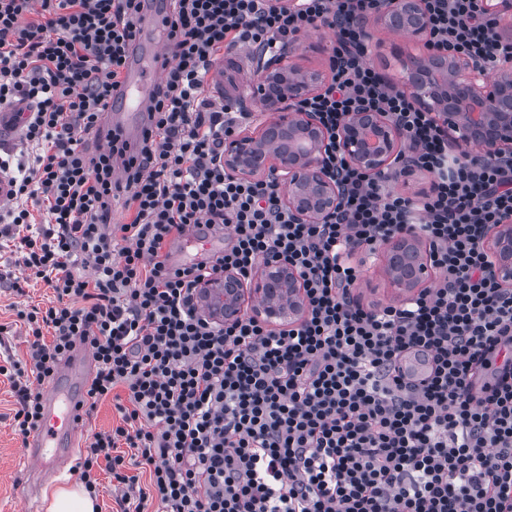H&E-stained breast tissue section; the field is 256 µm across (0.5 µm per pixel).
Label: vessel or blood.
Returning <instances> with one entry per match:
<instances>
[{
  "label": "vessel or blood",
  "instance_id": "vessel-or-blood-1",
  "mask_svg": "<svg viewBox=\"0 0 512 512\" xmlns=\"http://www.w3.org/2000/svg\"><path fill=\"white\" fill-rule=\"evenodd\" d=\"M167 44L165 12L142 13L130 41L122 85L104 113L106 125L127 141L138 140L145 127L147 106L161 79V61ZM28 115L23 104L17 111L0 112L1 144L17 139ZM223 249V235L203 238L193 227L173 245L169 260L175 264H197L206 257L219 256ZM95 371L96 364L87 347L76 345L41 393L42 419L26 440L27 478L19 485L27 512H36L38 485L43 478L60 476L71 469L77 436L85 419V388Z\"/></svg>",
  "mask_w": 512,
  "mask_h": 512
}]
</instances>
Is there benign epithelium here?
<instances>
[{
    "label": "benign epithelium",
    "mask_w": 512,
    "mask_h": 512,
    "mask_svg": "<svg viewBox=\"0 0 512 512\" xmlns=\"http://www.w3.org/2000/svg\"><path fill=\"white\" fill-rule=\"evenodd\" d=\"M492 13L512 26V0H492ZM378 20L391 30L408 34L416 47L430 57L439 71L431 78L425 66L413 71L404 87L412 104L430 113L448 143L467 155L496 159L512 154V59L493 82L485 72L464 57H454L429 48L430 26L422 0H384ZM288 47L268 55L251 53L256 82L248 100L274 113V119L255 135H236L224 141V171L240 178L282 179L285 205L302 223L316 224L336 211L341 196L337 183L321 164L329 133L316 115L298 108V103L322 91L326 72L287 61ZM403 133L382 112L360 111L348 115L336 131V145L354 166L371 174L391 169L400 155ZM484 248L491 277L502 288H512V223L498 224L489 233ZM384 273L389 286L404 293L417 291L430 270L429 251L415 232L401 234L383 247ZM198 288L224 290V321L244 312L269 326L298 322L304 310V293L297 272L285 263L261 266L243 281L230 270L213 283L202 279Z\"/></svg>",
    "instance_id": "7a95c632"
}]
</instances>
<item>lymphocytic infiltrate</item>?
<instances>
[{
  "mask_svg": "<svg viewBox=\"0 0 512 512\" xmlns=\"http://www.w3.org/2000/svg\"><path fill=\"white\" fill-rule=\"evenodd\" d=\"M382 0H169L163 77L135 144L107 134L142 0H0V108L33 110L21 141L28 163L0 208V240L16 272L55 294L19 301L28 359L7 360L19 407L15 432L40 420V389L75 344L92 352L89 408L116 387L121 423L95 434L79 462L90 495L107 470L119 512H512V288L487 272L482 242L512 222V159L448 163L429 113L368 61L365 23ZM431 44L485 73L512 57L485 0H425ZM334 36L331 80L301 107L336 132L350 113H387L406 135L394 169L366 173L329 146L339 209L296 221L270 181L224 171V141L252 121L235 99L212 100L206 76L229 49L281 48L320 29ZM107 138L90 152L88 139ZM431 176L419 201L400 173ZM123 197L128 222L112 221ZM222 233L210 268L175 266L167 248L188 228ZM413 231L429 243L436 278L404 305L366 306L354 257ZM284 261L304 287L305 313L275 329L242 314L216 324L194 303L207 273L250 278ZM427 367L419 383L400 362ZM491 378L470 395L476 371ZM148 486H141V474Z\"/></svg>",
  "mask_w": 512,
  "mask_h": 512,
  "instance_id": "obj_1",
  "label": "lymphocytic infiltrate"
}]
</instances>
